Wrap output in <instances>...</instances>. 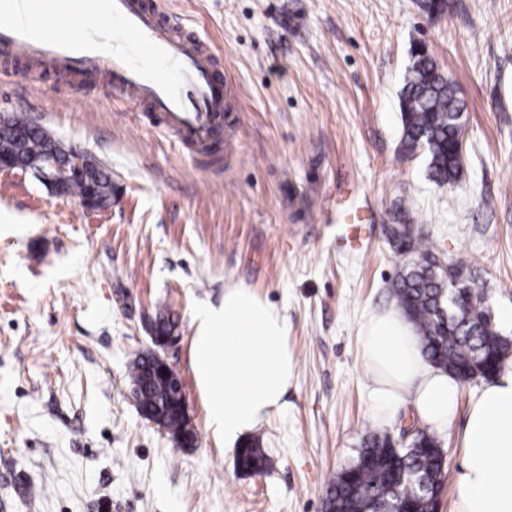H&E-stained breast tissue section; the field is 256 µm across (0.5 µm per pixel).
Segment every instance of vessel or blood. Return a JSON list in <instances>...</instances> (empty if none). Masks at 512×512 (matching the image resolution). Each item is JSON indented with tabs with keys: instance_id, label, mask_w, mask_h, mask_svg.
Wrapping results in <instances>:
<instances>
[{
	"instance_id": "1",
	"label": "vessel or blood",
	"mask_w": 512,
	"mask_h": 512,
	"mask_svg": "<svg viewBox=\"0 0 512 512\" xmlns=\"http://www.w3.org/2000/svg\"><path fill=\"white\" fill-rule=\"evenodd\" d=\"M0 59L100 77L185 146H208L224 125L210 44L145 0H0Z\"/></svg>"
}]
</instances>
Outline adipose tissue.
Masks as SVG:
<instances>
[{
    "instance_id": "ef3b65f1",
    "label": "adipose tissue",
    "mask_w": 512,
    "mask_h": 512,
    "mask_svg": "<svg viewBox=\"0 0 512 512\" xmlns=\"http://www.w3.org/2000/svg\"><path fill=\"white\" fill-rule=\"evenodd\" d=\"M194 323L191 367L209 425L231 447L284 405L296 373L288 324L267 299L239 283L225 285L219 304L198 306ZM360 341L377 414L387 416L407 400L429 428L444 432L455 424L460 384L423 358L400 309L371 312ZM459 436L454 512H512V367L481 384Z\"/></svg>"
}]
</instances>
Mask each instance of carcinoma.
Wrapping results in <instances>:
<instances>
[{
  "mask_svg": "<svg viewBox=\"0 0 512 512\" xmlns=\"http://www.w3.org/2000/svg\"><path fill=\"white\" fill-rule=\"evenodd\" d=\"M400 112L402 151L408 155L425 152L431 179L438 184L455 183L461 172L458 131L463 124L464 103L424 46L411 51L400 91ZM18 122L19 128L0 133V145L10 146L23 157L41 152L39 138L18 137V129L30 126L24 119ZM104 173L102 166H94L83 179L68 184L66 192L80 197L89 183L104 184ZM411 250L416 259L397 274L390 294L413 322L423 356L458 379L490 377L492 368L502 365L512 352V340L496 327L485 289L476 284L471 263L466 259L451 262L466 287V308L461 309L450 299L448 278L433 268L430 242L418 237ZM155 364L154 352L146 351L130 367V384L143 413L164 402L161 380L150 376ZM158 425L185 445L195 440L185 413L176 405L167 406ZM236 462L238 468L250 473H260L270 466L268 455L254 443L237 452ZM446 469L441 442L424 428L416 432L414 440L396 449L389 436L372 433L366 436L356 460L329 484L325 512H434L435 499L420 490H407L405 481L440 487Z\"/></svg>",
  "mask_w": 512,
  "mask_h": 512,
  "instance_id": "cac0c4a2",
  "label": "carcinoma"
}]
</instances>
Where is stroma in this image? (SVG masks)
I'll list each match as a JSON object with an SVG mask.
<instances>
[{
  "mask_svg": "<svg viewBox=\"0 0 512 512\" xmlns=\"http://www.w3.org/2000/svg\"><path fill=\"white\" fill-rule=\"evenodd\" d=\"M224 64L220 141L182 146L118 103L103 79L0 61V113L34 119L102 162L104 211L0 174V512H324L329 483L375 418L359 333L393 307L405 262L394 214L441 262L470 259L512 338V0H162ZM426 44L464 102L462 171L434 183L400 154L399 92ZM368 201L351 249L337 203ZM288 321L297 371L281 410L251 433L271 460L246 474L209 426L190 366L193 311L225 283ZM177 321L166 357L196 441L141 415L128 373L158 310Z\"/></svg>",
  "mask_w": 512,
  "mask_h": 512,
  "instance_id": "obj_1",
  "label": "stroma"
}]
</instances>
